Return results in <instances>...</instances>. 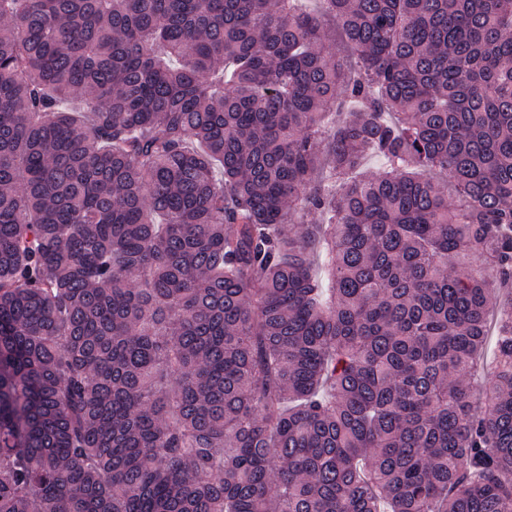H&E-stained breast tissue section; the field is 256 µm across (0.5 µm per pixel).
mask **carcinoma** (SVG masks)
Here are the masks:
<instances>
[{
  "instance_id": "carcinoma-1",
  "label": "carcinoma",
  "mask_w": 512,
  "mask_h": 512,
  "mask_svg": "<svg viewBox=\"0 0 512 512\" xmlns=\"http://www.w3.org/2000/svg\"><path fill=\"white\" fill-rule=\"evenodd\" d=\"M318 2L0 0V512H512V0Z\"/></svg>"
}]
</instances>
